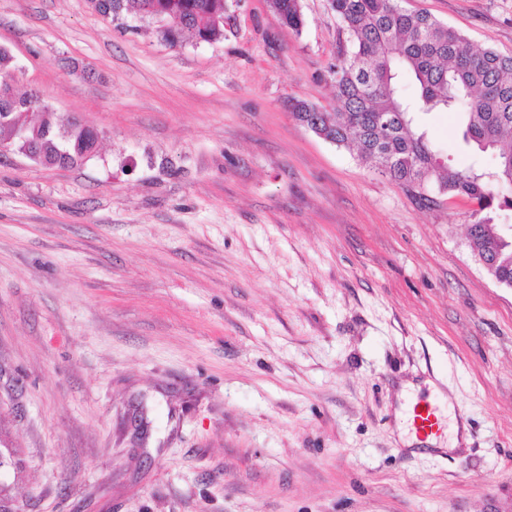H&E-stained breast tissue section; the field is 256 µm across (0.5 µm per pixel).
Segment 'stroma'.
Wrapping results in <instances>:
<instances>
[{
  "label": "stroma",
  "mask_w": 512,
  "mask_h": 512,
  "mask_svg": "<svg viewBox=\"0 0 512 512\" xmlns=\"http://www.w3.org/2000/svg\"><path fill=\"white\" fill-rule=\"evenodd\" d=\"M166 42L95 0H0L18 93L99 134L0 151V473L12 512H512V288L472 204L414 193L292 117L332 111L327 0H226ZM512 54V0H402ZM453 169L490 154L421 117ZM437 406L435 443L406 417ZM300 0H270L271 8L279 20L299 32L304 26Z\"/></svg>",
  "instance_id": "1"
}]
</instances>
